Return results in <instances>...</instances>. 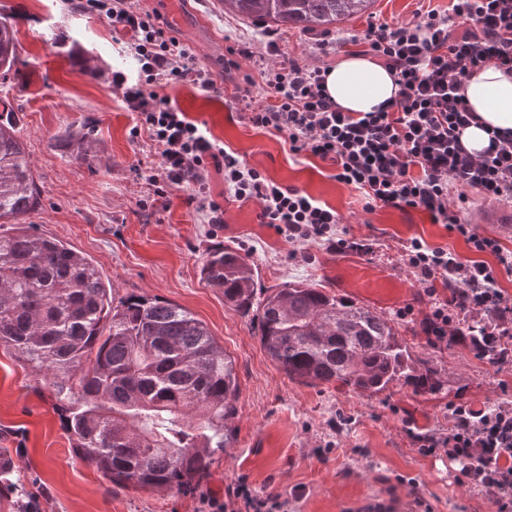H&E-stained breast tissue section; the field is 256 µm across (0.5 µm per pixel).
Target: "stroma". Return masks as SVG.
<instances>
[{
    "label": "stroma",
    "instance_id": "1",
    "mask_svg": "<svg viewBox=\"0 0 512 512\" xmlns=\"http://www.w3.org/2000/svg\"><path fill=\"white\" fill-rule=\"evenodd\" d=\"M139 6L161 14L221 87L206 94L176 84L160 95L250 166L335 209L343 236L360 247L337 252L314 241H286L258 222V203L230 200L223 173L213 169L208 182L224 204L222 225L202 223L185 204V190L172 189L163 204L151 201L136 170L157 162L159 151L146 137L132 136L134 115L112 87L113 72L137 74L124 38L66 0H0V16L18 30L20 57L0 84V98L12 104L41 191V205L25 223L88 258L117 295L155 297L190 311L234 360L240 387L234 438L195 488H122L75 455L42 381L0 347V468L23 483L18 490L0 482V512H18L21 492L37 498L41 512H199L200 493L223 498L242 483L259 498L285 501L287 512H371L377 505L386 512H494L456 482L457 463L420 455L409 437L447 429L449 402L490 405L502 399V384L512 385V365L489 363L454 343L427 344L421 321L430 298L375 301L370 308L394 322L416 367L437 368L438 389L399 383L368 396L336 383L290 380L263 348L257 316L226 304L201 276L208 249L224 245L248 257L261 288L332 290L337 266L354 261L382 267L398 287L412 288L401 248L418 237L462 263L495 267L498 288L512 297V272L494 256L475 253L425 211L365 210L359 192L336 181L331 166L292 155L278 134L251 127L230 96L240 72L259 74L254 59L268 40H277L286 56L318 63L321 45L362 35L372 21L407 23L430 9L447 12L449 0H374L363 16L311 30L248 20L221 0H140ZM231 48L251 53L241 71L224 69ZM83 126L95 130V154L79 161L61 134Z\"/></svg>",
    "mask_w": 512,
    "mask_h": 512
}]
</instances>
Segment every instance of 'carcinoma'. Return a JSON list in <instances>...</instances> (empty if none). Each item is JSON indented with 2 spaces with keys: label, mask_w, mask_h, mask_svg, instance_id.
<instances>
[{
  "label": "carcinoma",
  "mask_w": 512,
  "mask_h": 512,
  "mask_svg": "<svg viewBox=\"0 0 512 512\" xmlns=\"http://www.w3.org/2000/svg\"><path fill=\"white\" fill-rule=\"evenodd\" d=\"M374 0H224L239 14L303 30L366 12ZM16 29L0 19V81L18 62ZM85 161L93 129L66 130ZM17 121L0 117V347L12 350L54 394L79 458L119 486L194 487L233 439L239 384L234 362L185 308L143 295L115 297L96 267L31 224H8L39 205ZM202 278L243 314L288 378L342 383L362 394L413 382L438 387L436 370L409 363L395 325L314 285L256 287L247 258L208 250ZM470 349L491 363L500 348L482 325Z\"/></svg>",
  "instance_id": "obj_1"
}]
</instances>
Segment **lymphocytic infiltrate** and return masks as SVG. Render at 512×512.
Here are the masks:
<instances>
[{"mask_svg":"<svg viewBox=\"0 0 512 512\" xmlns=\"http://www.w3.org/2000/svg\"><path fill=\"white\" fill-rule=\"evenodd\" d=\"M76 7L128 37L138 77L131 81L117 72L112 84L135 114L133 136H146L161 149L158 163L140 173L153 197L185 189L187 204L205 223L223 224L224 207L208 188L213 168L223 172L230 197L258 203L259 223L272 225L288 242L351 248L338 232L341 218L335 210L251 167L158 94V87L172 83L217 92L211 70L189 44L137 0H76ZM363 44L365 55L388 69L399 87L388 107L343 111L324 89L327 66L291 58L264 69L262 85L243 77L234 96L238 111L252 127L282 135L294 155L334 166L336 180L358 190L366 209L425 210L434 223L464 238L475 252L495 255L511 272L512 252L464 223L461 211L471 190L512 203V133L492 132L488 147L471 154L461 134L478 117L461 87L486 65L512 70V0H452L446 14L430 10L412 23H372ZM401 257L431 300L422 321L428 344L456 335L462 314L481 311L501 320L512 313V299L497 288L491 267L462 263L420 238L407 242ZM449 410L447 431L412 434L413 444L423 456L458 462V483L477 491L495 512H512V400L483 407L458 401Z\"/></svg>","mask_w":512,"mask_h":512,"instance_id":"1","label":"lymphocytic infiltrate"}]
</instances>
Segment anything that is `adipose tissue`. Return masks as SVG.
<instances>
[{
  "instance_id": "adipose-tissue-1",
  "label": "adipose tissue",
  "mask_w": 512,
  "mask_h": 512,
  "mask_svg": "<svg viewBox=\"0 0 512 512\" xmlns=\"http://www.w3.org/2000/svg\"><path fill=\"white\" fill-rule=\"evenodd\" d=\"M330 99L349 112H371L380 104L392 103L398 95L393 75L364 55L344 56L325 78ZM461 93L467 106L480 118L479 125L464 130L461 139L472 154L488 145L490 129L512 131V73L494 66L473 72Z\"/></svg>"
}]
</instances>
